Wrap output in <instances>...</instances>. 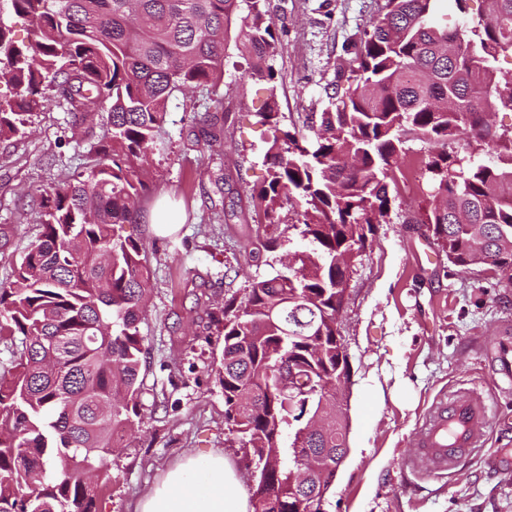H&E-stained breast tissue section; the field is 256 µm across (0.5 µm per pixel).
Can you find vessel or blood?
I'll use <instances>...</instances> for the list:
<instances>
[{
  "instance_id": "b4317fda",
  "label": "vessel or blood",
  "mask_w": 512,
  "mask_h": 512,
  "mask_svg": "<svg viewBox=\"0 0 512 512\" xmlns=\"http://www.w3.org/2000/svg\"><path fill=\"white\" fill-rule=\"evenodd\" d=\"M486 361L493 392L472 388L462 397H440L416 429L413 464L424 478L434 479L453 471L463 455L484 446L500 393L512 391V338H495Z\"/></svg>"
}]
</instances>
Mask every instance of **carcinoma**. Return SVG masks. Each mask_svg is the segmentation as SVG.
Returning <instances> with one entry per match:
<instances>
[{
    "mask_svg": "<svg viewBox=\"0 0 512 512\" xmlns=\"http://www.w3.org/2000/svg\"><path fill=\"white\" fill-rule=\"evenodd\" d=\"M435 2L385 0L336 71L313 141L280 128L276 103L260 113L273 130L269 178L255 194L265 231L277 232L294 204L302 220L287 229L307 245L294 266L224 302L217 378L235 413L229 433L258 462L280 456L251 488L255 512H309L298 498L288 387L312 409L321 396L291 367L307 356L327 376L336 370L339 286L391 209L408 140L435 146L425 169L437 203L421 223L448 262L512 271V131L486 117L489 96L512 110V75L494 67L512 54V0H484L478 19L453 30L434 23ZM5 11L28 17L32 38L19 46L0 23V77L15 90L0 100V139L52 101L76 122L97 100L110 109L88 140V174L32 198L40 232L0 283L10 353L0 375V512H95L98 486L86 473L107 465L145 391L139 325L151 270L140 243L120 233L147 188L142 162L171 97L217 91L232 27L249 43L254 75L274 81V21L270 0H0ZM195 123L214 140L224 134L215 114Z\"/></svg>",
    "mask_w": 512,
    "mask_h": 512,
    "instance_id": "carcinoma-1",
    "label": "carcinoma"
}]
</instances>
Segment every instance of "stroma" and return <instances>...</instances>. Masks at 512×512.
Here are the masks:
<instances>
[{
	"label": "stroma",
	"instance_id": "stroma-1",
	"mask_svg": "<svg viewBox=\"0 0 512 512\" xmlns=\"http://www.w3.org/2000/svg\"><path fill=\"white\" fill-rule=\"evenodd\" d=\"M385 0H271L277 50L274 86L252 77L247 41L232 30L220 101L198 97V110L224 117V136L192 132V113L173 98L163 132L149 153L148 188L138 200L137 239L151 270L140 325L147 349L141 419L98 481L96 512H134L141 496L190 455L223 453L250 491L258 470L225 421L216 369L223 347L225 300L255 277L274 274L300 237L259 258L249 255L263 219L251 195L267 176L269 134L258 114L275 95L280 126L311 136L308 115L322 112L337 68L353 58L360 34ZM107 108L92 106L85 123L50 106L23 135L0 140V281L38 233L29 201L59 179L87 173L94 160L86 134ZM391 210L374 225L350 273L340 333L351 372L349 455L325 512H512V403L492 422L488 443L455 471L426 480L404 470L416 426L433 399L478 385L490 387L484 342L512 325V283L484 265H451L416 218L430 201L426 177L415 188L390 189ZM172 203L174 228L155 234L150 211Z\"/></svg>",
	"mask_w": 512,
	"mask_h": 512
}]
</instances>
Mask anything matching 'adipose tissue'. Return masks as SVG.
Instances as JSON below:
<instances>
[{
	"label": "adipose tissue",
	"instance_id": "1",
	"mask_svg": "<svg viewBox=\"0 0 512 512\" xmlns=\"http://www.w3.org/2000/svg\"><path fill=\"white\" fill-rule=\"evenodd\" d=\"M240 473L219 453L188 457L169 470L135 512H254L238 493Z\"/></svg>",
	"mask_w": 512,
	"mask_h": 512
}]
</instances>
